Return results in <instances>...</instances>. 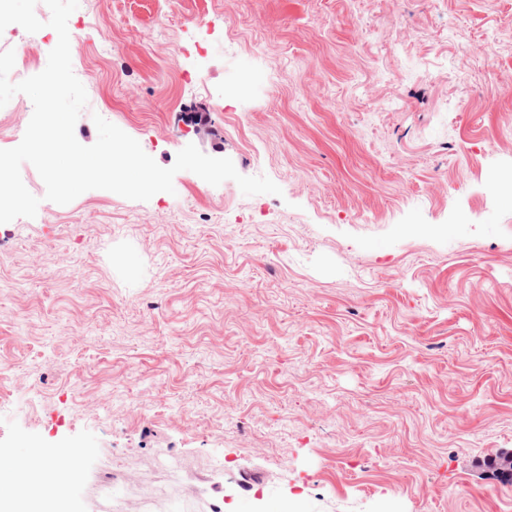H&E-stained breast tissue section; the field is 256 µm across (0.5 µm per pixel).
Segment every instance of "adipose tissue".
Wrapping results in <instances>:
<instances>
[{"instance_id": "1", "label": "adipose tissue", "mask_w": 512, "mask_h": 512, "mask_svg": "<svg viewBox=\"0 0 512 512\" xmlns=\"http://www.w3.org/2000/svg\"><path fill=\"white\" fill-rule=\"evenodd\" d=\"M0 466L17 476L13 489L0 493V512H48L51 505L70 499L72 476L59 473L55 463L15 457Z\"/></svg>"}]
</instances>
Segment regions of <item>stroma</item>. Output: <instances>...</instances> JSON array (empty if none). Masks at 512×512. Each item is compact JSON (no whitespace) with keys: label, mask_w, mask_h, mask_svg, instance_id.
I'll return each instance as SVG.
<instances>
[{"label":"stroma","mask_w":512,"mask_h":512,"mask_svg":"<svg viewBox=\"0 0 512 512\" xmlns=\"http://www.w3.org/2000/svg\"><path fill=\"white\" fill-rule=\"evenodd\" d=\"M94 116L190 171L0 225V458L65 512H512V0H81ZM168 20H160V13ZM3 469L13 471L17 481L8 494L0 493L2 512H49L51 505L68 502L73 487L72 474H60L56 462H48L31 457L18 458L2 463ZM54 486L55 493H46Z\"/></svg>","instance_id":"1"}]
</instances>
